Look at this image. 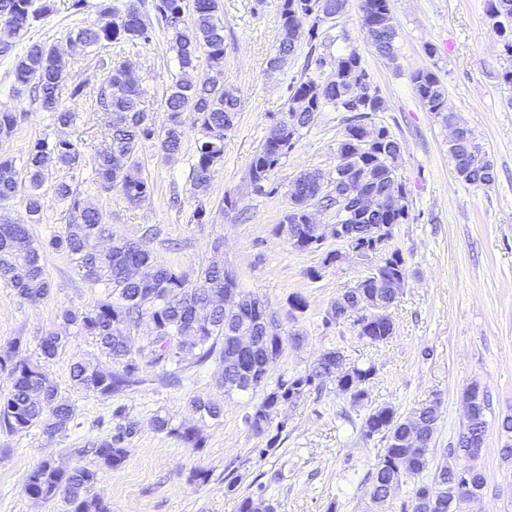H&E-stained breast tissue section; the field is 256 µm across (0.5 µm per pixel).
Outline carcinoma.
Returning a JSON list of instances; mask_svg holds the SVG:
<instances>
[{
  "mask_svg": "<svg viewBox=\"0 0 512 512\" xmlns=\"http://www.w3.org/2000/svg\"><path fill=\"white\" fill-rule=\"evenodd\" d=\"M317 2L278 0V45L275 55L267 61V72L279 71L281 62L303 39L310 45L306 67L313 68V72L288 85L287 113L291 118H282L270 126L264 142L251 158L249 180L256 194L277 193L279 184L274 175L294 149L300 132L313 126L322 112L345 113V134L338 149L335 176L325 183L315 172L300 173L289 190L290 210L277 225L276 233L300 251L322 250L323 238L304 214L306 205L317 203L336 209L342 243L349 251H379L375 270L361 279L360 286L338 296L323 318L327 328L338 324L337 310L354 301L367 308V315L353 322L357 335L369 344H379L393 334L387 309L401 294V290L388 284L407 278L409 273L400 251L385 250L395 225L410 219L406 185L398 174L402 144L387 128L371 121V113L387 111L388 102L361 65L356 50L330 59L315 54L319 27L327 21L316 9ZM55 7V0H0V21L12 26L9 38L0 39V56H14L12 92L24 89L42 111L51 113L56 126L67 128L78 119V113L61 100L62 89H67L68 99L74 103L85 96V84L67 85L70 59L75 56L98 54L108 46L128 42L148 48L158 27L167 33L178 74L162 101L166 123L158 127L149 118L143 92L126 79L125 63L114 62L110 56L103 58L101 64L107 75L96 98L98 111L104 115L100 146L88 154L76 142L61 136H46L28 146L21 170L27 182L28 222L13 223L0 218V278L9 281L19 298L40 303L52 290L44 259L49 253H60L91 287L103 289V297L92 305L62 309L56 326L40 339L39 359L22 355L17 340L0 351V371L11 378V389L0 394V428L12 435H22L38 427L50 437L67 429L75 416V406L62 397L44 363L54 359L73 336L91 339L104 361L72 363V386L104 397L143 384V369L147 367L159 368L164 377L172 378L189 358L196 364L214 361L220 367L217 382L224 392L263 394L253 412L246 416L247 425L258 436L268 432L281 408L311 390L323 389L329 382L355 403L367 399L365 385L374 375V367L353 366L343 371L336 367L343 356L335 349L323 352L303 373L282 379L272 388L265 382L258 383L257 373L268 359L279 357L285 339L264 335L255 310L257 297L241 290L236 280L224 278L219 245L212 246L213 259L198 269L192 279L158 261L146 248L153 228H146L139 239L114 232L112 225L103 222L99 209L73 185L72 173L89 167L101 189H116L128 203L140 204L153 192L151 181L142 171L140 152L152 143L167 158L179 154L185 136L182 115L192 112L199 135L191 173L193 197L197 201L193 220L198 224L206 221L203 199L210 191L212 169L223 158L224 136L235 127L238 116L235 89L198 74L202 62L212 70L224 69L223 0H151L152 20L144 19L137 6L122 8L116 0H69L66 9L72 14L81 15L92 8L96 15L94 22L66 34L70 57L41 42L27 44L22 52H15L17 40ZM360 11L366 37L379 56L396 60L392 0H361ZM487 14L502 31H507V27H512V0H489ZM327 64L336 69L332 86L323 85L318 74ZM411 81L428 111L443 124L452 123L454 115L448 111L447 89L439 76L432 70L421 69L411 74ZM22 120L23 113L0 108V142L9 141ZM363 137L370 139L371 147L359 152L357 140ZM449 153L461 181L487 186L495 180L494 163L471 131L449 143ZM356 168L371 172L369 189L375 194L384 198L398 195L405 204L394 211L365 215L358 206V187L352 180L351 171ZM21 171L15 157L0 151V205L15 198ZM52 175L54 199L67 206V224L61 232L39 238L33 235L31 225L42 223L47 207L43 187ZM226 288L233 289L241 303L240 311L234 315L226 314L224 305L213 299L215 294H224ZM236 332L248 333L255 339L250 358L238 364ZM191 405L195 412L213 420L223 415L220 404L209 399L198 397ZM486 408L487 400L482 396L467 415L468 443L459 441L449 449L455 463L436 469L435 488L423 479V474L429 469L439 406L430 400L406 414L398 413L392 406L371 409L362 423V435L368 440L380 437L384 448L374 464L369 494L385 495L402 480L412 479V493L401 507L402 512H423L429 496L439 501L433 512H460L462 501L448 502L456 474L467 473L479 488L485 484L476 465L474 447L485 440ZM415 417L422 422L423 431L411 448L405 444V433ZM151 426L158 432L178 436L193 448L201 447V437L192 426L173 427L170 418L160 415L151 420ZM135 433L132 424L117 425L111 436L97 443V458L107 468L120 467L127 458L125 443ZM97 480L98 471L87 466L64 469L44 460L27 474L24 492L41 501L60 496L65 512H109L94 494ZM238 509L275 512L272 503L252 495L242 497Z\"/></svg>",
  "mask_w": 512,
  "mask_h": 512,
  "instance_id": "cac0c4a2",
  "label": "carcinoma"
}]
</instances>
